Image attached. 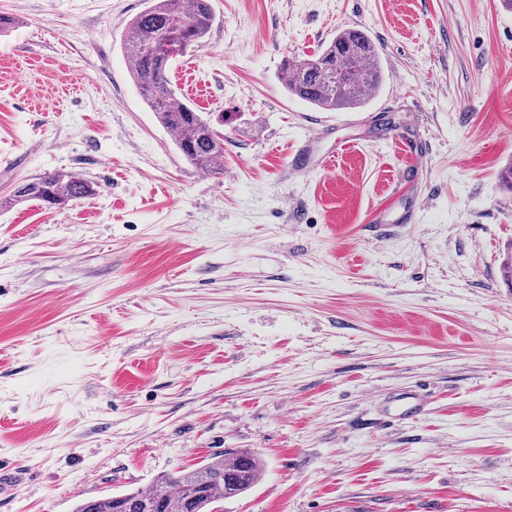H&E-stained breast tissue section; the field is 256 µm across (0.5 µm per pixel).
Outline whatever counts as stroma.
<instances>
[{
	"mask_svg": "<svg viewBox=\"0 0 512 512\" xmlns=\"http://www.w3.org/2000/svg\"><path fill=\"white\" fill-rule=\"evenodd\" d=\"M170 87L220 112L190 164L129 74L146 0H0V512H73L227 448L224 512H512V6L211 0ZM376 43L365 107L288 93L339 29ZM305 170L293 171L296 155ZM424 412L389 420L395 393ZM93 194L94 187L83 178L68 172H56L19 184L10 200L15 205L34 202L58 208L71 200Z\"/></svg>",
	"mask_w": 512,
	"mask_h": 512,
	"instance_id": "1",
	"label": "stroma"
}]
</instances>
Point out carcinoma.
<instances>
[{
    "instance_id": "cac0c4a2",
    "label": "carcinoma",
    "mask_w": 512,
    "mask_h": 512,
    "mask_svg": "<svg viewBox=\"0 0 512 512\" xmlns=\"http://www.w3.org/2000/svg\"><path fill=\"white\" fill-rule=\"evenodd\" d=\"M215 20L210 0H150L128 27L132 47L129 71L159 122L175 134L188 162L200 169H224V143L210 120L169 89L167 72L174 57L199 43ZM285 87L309 104L328 111L366 106L381 89L385 74L378 49L358 29L345 28L316 54L287 58ZM95 194L83 178L49 173L18 185L11 201L58 208ZM264 463L255 452L228 449L200 467L163 474L151 486L86 500L74 512H210L213 504L247 493L258 482Z\"/></svg>"
}]
</instances>
